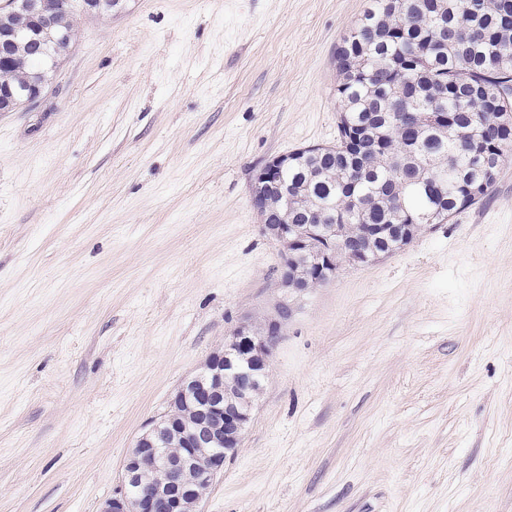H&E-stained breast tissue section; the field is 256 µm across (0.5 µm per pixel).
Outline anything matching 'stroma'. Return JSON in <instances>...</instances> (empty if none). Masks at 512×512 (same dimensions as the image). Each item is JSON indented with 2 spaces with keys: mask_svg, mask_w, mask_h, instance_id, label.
<instances>
[{
  "mask_svg": "<svg viewBox=\"0 0 512 512\" xmlns=\"http://www.w3.org/2000/svg\"><path fill=\"white\" fill-rule=\"evenodd\" d=\"M371 0H122L0 112V512H101L243 321L287 303L201 512H512V151L392 256L279 285L251 181L338 137Z\"/></svg>",
  "mask_w": 512,
  "mask_h": 512,
  "instance_id": "obj_1",
  "label": "stroma"
}]
</instances>
